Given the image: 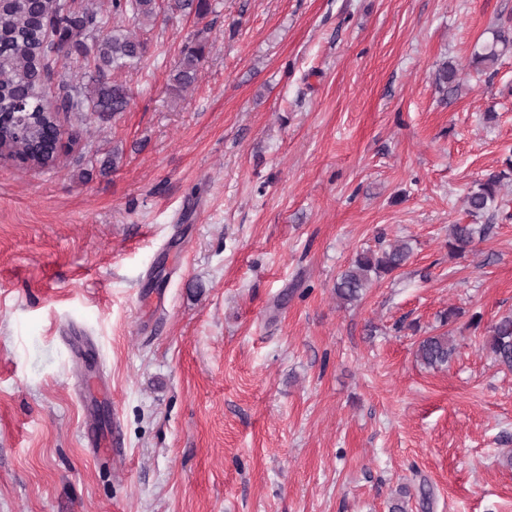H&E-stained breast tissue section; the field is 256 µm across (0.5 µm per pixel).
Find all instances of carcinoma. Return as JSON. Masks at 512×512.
<instances>
[{
	"mask_svg": "<svg viewBox=\"0 0 512 512\" xmlns=\"http://www.w3.org/2000/svg\"><path fill=\"white\" fill-rule=\"evenodd\" d=\"M167 11L203 19L215 12V4L213 0H167ZM157 17V0H110L106 10L96 0H84L78 9L70 0L0 3V152L31 168L55 165L59 155L54 146L58 112L50 99L47 75L75 52L92 57V64L87 66L90 79L65 87L63 110L102 116L126 111L130 90L109 80L108 75L144 61L147 44L133 31L116 26L101 36L97 32L116 18L129 19L138 26L153 23ZM48 27L54 32L51 40L46 37ZM88 39L92 40L90 47L86 45ZM205 48L203 41L184 47L171 74L172 90L183 91L195 83ZM510 50L512 37L500 26L491 30V38L475 45L471 63L477 69L487 68ZM506 177L501 172L476 182L465 197L468 214L479 218L497 210ZM491 230L490 224L450 225L448 252L466 257ZM410 254L411 247L398 241L358 254L337 277L336 298L344 304L360 300L374 281L403 267ZM483 348L498 365L512 372V314L491 326ZM455 350L454 336L447 330L421 338L416 356L425 367L439 369L448 365Z\"/></svg>",
	"mask_w": 512,
	"mask_h": 512,
	"instance_id": "1",
	"label": "carcinoma"
}]
</instances>
